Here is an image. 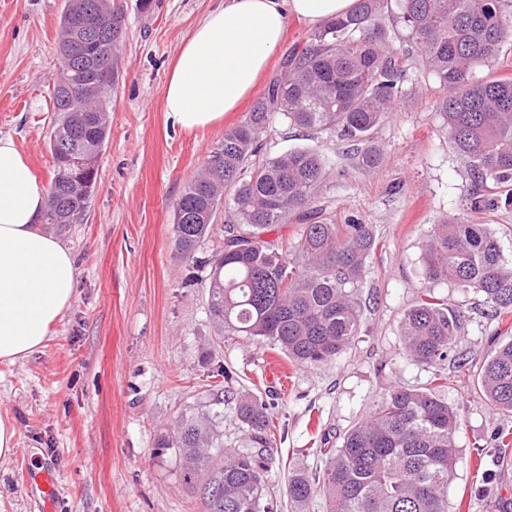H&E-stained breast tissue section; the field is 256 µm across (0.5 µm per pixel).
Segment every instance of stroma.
<instances>
[{
  "label": "stroma",
  "instance_id": "1",
  "mask_svg": "<svg viewBox=\"0 0 512 512\" xmlns=\"http://www.w3.org/2000/svg\"><path fill=\"white\" fill-rule=\"evenodd\" d=\"M114 2L123 20L109 139L84 211L55 230L76 261V299L37 352L0 364V417L18 426L14 453L0 458V512H33L23 467L50 461L61 488L56 512H201L182 483L178 452L156 443L180 415L206 413L225 447H245L234 405L211 397L225 368L233 391L270 405L275 464L266 502L270 512H293L288 475L322 469L320 443L336 447L389 388L429 382L430 369L406 358L400 339L401 317L425 289L463 313L456 350L471 366L512 337V313L486 319L482 297L430 286L421 273V243L445 215L490 225L512 250V207L469 210L474 184L436 109L442 91L417 68L409 70L414 94L373 132L383 150L373 170L359 168L332 135L306 137L276 124L265 153L319 152L334 170L319 193L326 215L340 223L359 215L375 228L360 290L364 321L346 352L309 367L264 343L220 335L203 285L212 249H201L195 264L178 258L174 208L225 131L312 28L291 20L239 108L218 124L186 131L165 112V85L181 47L219 0ZM63 7L64 0H0V138L13 140L46 186L54 174L49 141ZM444 373L442 396L461 418L448 512H499L512 501V462L498 463L494 436L512 430V417L493 413L455 366Z\"/></svg>",
  "mask_w": 512,
  "mask_h": 512
}]
</instances>
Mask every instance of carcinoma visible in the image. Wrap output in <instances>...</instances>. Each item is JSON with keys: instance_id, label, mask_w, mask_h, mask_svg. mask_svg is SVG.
<instances>
[{"instance_id": "obj_1", "label": "carcinoma", "mask_w": 512, "mask_h": 512, "mask_svg": "<svg viewBox=\"0 0 512 512\" xmlns=\"http://www.w3.org/2000/svg\"><path fill=\"white\" fill-rule=\"evenodd\" d=\"M397 2L403 35L386 32L391 0H356L347 15L312 31L240 123L224 133L175 208L173 236L185 261L212 241L218 210L227 212L205 280L218 330L266 341L300 366L336 359L359 335V290L377 239L362 217L338 224L317 205L328 178L321 154L299 149L260 157L273 124L357 146L359 165L371 171L382 155L370 143L371 131L411 95L407 62L416 60L443 91L436 108L478 190L470 209L512 205V77L472 78L512 42V0ZM121 18L112 0L65 2L62 66L52 97L55 174L43 211L48 225L73 223L89 198L71 188L68 153L76 146L94 155L103 150L110 126L99 114L109 112L110 98L90 102L74 87L98 81L105 70L115 78ZM294 214L302 227L292 246L280 237L266 239ZM421 262L428 281L481 295L488 317L512 312V252L488 225L448 217L433 226ZM462 324L461 313L430 292L405 311L403 353L432 369L429 386L389 389L338 447L323 449V469L312 477L290 475L288 498L297 512H309L317 496L326 512H448L461 419L441 391ZM473 377L493 410L512 415V339L498 343ZM235 409L248 448L224 447L207 414L181 417L157 441L159 448L178 449L183 484L203 512H267L275 463L269 408L244 395Z\"/></svg>"}]
</instances>
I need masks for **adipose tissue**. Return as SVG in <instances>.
Segmentation results:
<instances>
[{
	"mask_svg": "<svg viewBox=\"0 0 512 512\" xmlns=\"http://www.w3.org/2000/svg\"><path fill=\"white\" fill-rule=\"evenodd\" d=\"M355 0H222L196 26L169 77L165 107L190 131L223 119L252 90L291 19L317 26ZM46 190L14 142L0 138V361L36 352L77 291L70 250L39 219Z\"/></svg>",
	"mask_w": 512,
	"mask_h": 512,
	"instance_id": "obj_1",
	"label": "adipose tissue"
}]
</instances>
